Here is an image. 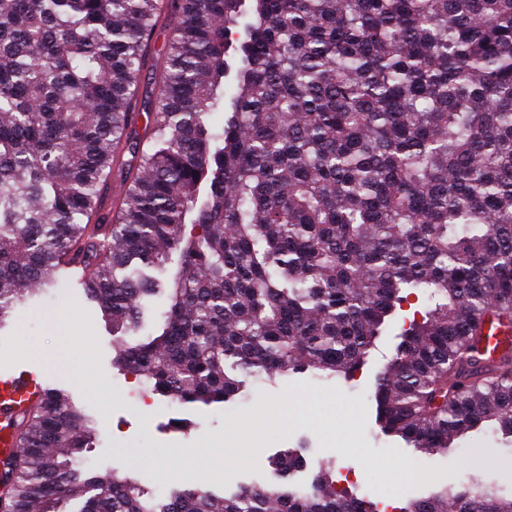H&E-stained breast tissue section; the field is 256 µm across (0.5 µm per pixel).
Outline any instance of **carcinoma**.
Wrapping results in <instances>:
<instances>
[{"mask_svg": "<svg viewBox=\"0 0 512 512\" xmlns=\"http://www.w3.org/2000/svg\"><path fill=\"white\" fill-rule=\"evenodd\" d=\"M61 278L172 403L348 380L399 322L382 434L512 447V345L485 355L512 332V0H0V331ZM418 290L433 306L399 320ZM161 294L156 333L124 343ZM16 426L0 512H376L329 470L230 496L95 474V422L58 388ZM402 512H512V491L472 475Z\"/></svg>", "mask_w": 512, "mask_h": 512, "instance_id": "1", "label": "carcinoma"}]
</instances>
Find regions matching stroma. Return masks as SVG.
Masks as SVG:
<instances>
[{"label": "stroma", "instance_id": "stroma-1", "mask_svg": "<svg viewBox=\"0 0 512 512\" xmlns=\"http://www.w3.org/2000/svg\"><path fill=\"white\" fill-rule=\"evenodd\" d=\"M55 314L68 317L66 333L52 330ZM397 342L394 331L385 332L349 380L305 371L256 380L232 403L176 405L157 397L145 411L132 398L140 380L112 362L113 337L98 306L68 279L36 303L17 307L0 331V358L36 366L47 383L86 406L97 428L87 454L94 471L134 472L158 495L192 486L228 494L243 485L273 484L272 461L290 448L301 454L305 482L326 468L353 466L358 476L350 493L402 506L452 477L463 482L479 474L511 487L512 448L492 432L467 437L445 455L424 454L381 434L371 394ZM342 406L355 412L352 426L344 425ZM141 452L149 453L150 465L132 471L130 459Z\"/></svg>", "mask_w": 512, "mask_h": 512}]
</instances>
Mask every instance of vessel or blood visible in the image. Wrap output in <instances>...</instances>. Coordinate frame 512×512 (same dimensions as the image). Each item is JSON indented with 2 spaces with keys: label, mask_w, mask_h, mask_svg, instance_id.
<instances>
[{
  "label": "vessel or blood",
  "mask_w": 512,
  "mask_h": 512,
  "mask_svg": "<svg viewBox=\"0 0 512 512\" xmlns=\"http://www.w3.org/2000/svg\"><path fill=\"white\" fill-rule=\"evenodd\" d=\"M46 383L36 370L17 366L0 370V456L14 454L16 417L44 396Z\"/></svg>",
  "instance_id": "vessel-or-blood-1"
}]
</instances>
